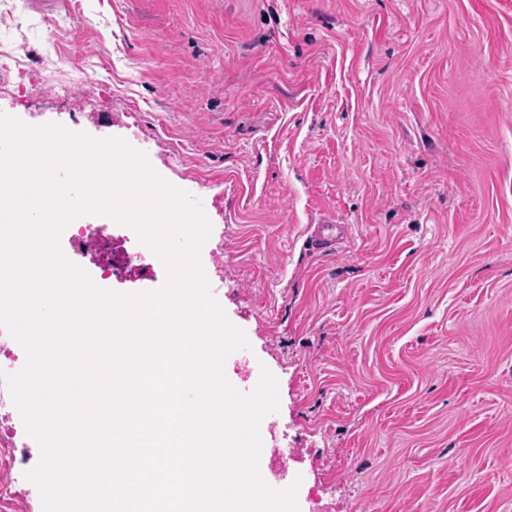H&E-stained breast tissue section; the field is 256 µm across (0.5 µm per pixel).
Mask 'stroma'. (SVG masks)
<instances>
[{"label":"stroma","instance_id":"35a3bbf8","mask_svg":"<svg viewBox=\"0 0 512 512\" xmlns=\"http://www.w3.org/2000/svg\"><path fill=\"white\" fill-rule=\"evenodd\" d=\"M0 9L50 76L0 114L206 177L215 299L335 512H512V0ZM316 228L309 240L310 247L316 250L332 248L336 244L338 235L345 232L344 227L336 224H318Z\"/></svg>","mask_w":512,"mask_h":512}]
</instances>
